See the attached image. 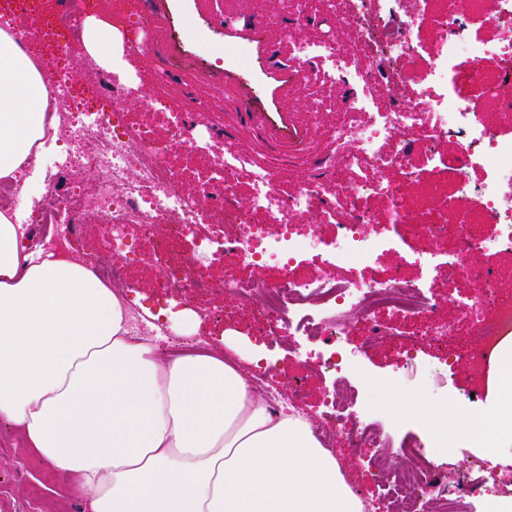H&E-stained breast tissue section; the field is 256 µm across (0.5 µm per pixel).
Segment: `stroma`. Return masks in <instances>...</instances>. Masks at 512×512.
Here are the masks:
<instances>
[{
    "label": "stroma",
    "instance_id": "1",
    "mask_svg": "<svg viewBox=\"0 0 512 512\" xmlns=\"http://www.w3.org/2000/svg\"><path fill=\"white\" fill-rule=\"evenodd\" d=\"M269 16L293 37L317 41L336 32V20L331 14L318 13L316 25L301 26L290 23L289 10L274 7L272 0H154V14L145 20L154 44L177 37L190 70L185 73L169 69L159 52L128 56L123 64L144 86H164L169 93L170 110L190 117L203 101L222 107V115L213 121L218 140L249 152L257 162L271 165L281 189L289 194L324 167L327 136L315 114L320 110L321 99L334 98L336 90L329 86L313 90L282 83L278 60L268 57L260 45L253 48V71H225V44L244 34L247 20ZM256 99L262 102L263 111H239V102ZM424 150V145H416L411 155L413 164L422 169V180L411 186L404 199V208L414 220L440 208L439 199L428 193V185L448 184L453 179L449 171L424 162ZM447 246V241L429 240L414 224L403 238L397 239L395 251L381 258L377 269L385 274L398 266L406 277L413 279L418 269L412 260L418 253L429 247ZM206 264L216 287L193 305L197 325L191 339L220 349L225 337H235L241 351L254 350L272 359L281 383L303 378L308 405L314 410L321 409L324 392L333 381L332 373L320 366L323 342L286 338L271 343L255 335L248 307L226 298L217 287L224 276L246 277L249 269L240 265L225 267L217 252ZM158 273V265L151 262L127 269L126 306L133 318L145 322L160 320L165 333L177 336L181 333L177 320L185 305L176 296L170 297L167 305H158L151 288ZM363 332V326H355L344 337L342 346L358 366L350 377L352 385L372 377V397L391 388L403 394H424L435 405L452 402L471 413L483 412L490 406L487 385H474L466 373L450 370L445 362V348L420 345L415 360L408 362L385 343L362 349ZM301 349L308 353L304 364L297 357ZM451 446L447 459L449 482L462 480L475 469L479 459L486 458L498 464L502 480L512 483L511 447L489 451L462 439L452 441ZM65 481L61 471L29 450L11 427L0 423V512H87L84 499L59 496Z\"/></svg>",
    "mask_w": 512,
    "mask_h": 512
}]
</instances>
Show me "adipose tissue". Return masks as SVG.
I'll use <instances>...</instances> for the list:
<instances>
[{"label": "adipose tissue", "mask_w": 512, "mask_h": 512, "mask_svg": "<svg viewBox=\"0 0 512 512\" xmlns=\"http://www.w3.org/2000/svg\"><path fill=\"white\" fill-rule=\"evenodd\" d=\"M52 88L0 30V179L30 162L56 117ZM0 210V421L69 477L88 512H361L308 421L271 411L227 352L160 355L128 334L122 300L64 250L29 248ZM495 405L472 414L383 393L434 442L512 439V345L494 368Z\"/></svg>", "instance_id": "ef3b65f1"}]
</instances>
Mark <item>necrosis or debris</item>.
<instances>
[{
    "label": "necrosis or debris",
    "instance_id": "1",
    "mask_svg": "<svg viewBox=\"0 0 512 512\" xmlns=\"http://www.w3.org/2000/svg\"><path fill=\"white\" fill-rule=\"evenodd\" d=\"M149 0H116L112 27L127 46L152 48L148 31L137 22ZM349 42L330 36L312 42L283 41L294 64L283 69L292 83L331 86L341 95L345 117L328 124L329 166L322 177L300 183L285 194L270 166L241 150L209 138L210 108L199 105L194 119L170 113L164 130L133 127L127 113L106 112L90 105L72 71L74 60L54 75L59 148L51 149V166L43 193L30 206H20L29 175L20 169L0 181V204L11 206L18 221L53 229L63 243L80 234L88 216H97L112 247L105 261L95 246L87 256L95 272L115 290L125 286L126 266L157 261L161 272L153 284L158 297L178 294L183 301L209 291L213 282L204 271L216 242L224 244L225 264L250 267L246 278H225L224 294L250 304L259 312V335L275 342L292 336L329 343L324 367L336 374L325 394L324 413L308 410L305 394L275 384L272 366L252 370L250 380L265 389L272 411L288 407L305 415L323 447L384 448L388 442L372 420L369 406L357 402L348 382L351 365L340 352V338L353 322L364 324V347L380 341L396 343L411 356L422 337L436 342L457 335V322H432L437 300L429 281L473 275L477 287L469 301L452 305L468 321L474 343L461 342L448 351V365L480 373L495 348L512 336V303L498 301L490 280L474 272L473 255L512 250V0H329ZM84 0H70L66 9L38 14L34 0H19L15 13L0 14V26L25 37L22 15H39L72 41H79V16ZM491 25L498 32L489 43L470 34L471 24ZM432 26L437 46L423 58L418 42ZM476 73L479 97L464 94L457 85L461 64ZM456 140L459 154L452 167L453 192L444 196L443 212L419 222L422 233L448 241L445 252L428 250L414 261L425 279L410 280L401 273L379 279L371 270L391 249L387 227L406 224L403 198L416 179L410 165L414 144ZM193 148L208 153L210 168L195 193L184 190L175 162L179 151ZM248 170L253 192L249 206L228 209L223 223L210 219L218 203L232 199L240 170ZM479 170L477 184L468 173ZM336 187L335 202L324 197L325 183ZM372 195L392 204L390 226L375 224L364 206ZM332 224L335 235L326 240L333 262L362 268L363 277L337 278L321 272L293 273L298 256L316 249L317 238L293 230L302 216ZM472 223L496 224L500 231L475 237L465 230ZM190 241L183 259L153 258L144 242ZM287 274L273 279L269 269ZM401 318L398 326L383 323V315ZM409 466L386 477L379 497H363L364 512H469L470 501L512 496L490 460H481L465 481L449 483L446 465L428 447L414 440L401 444Z\"/></svg>",
    "mask_w": 512,
    "mask_h": 512
}]
</instances>
